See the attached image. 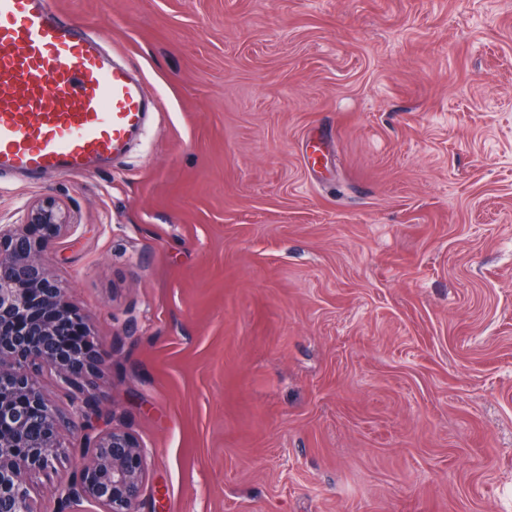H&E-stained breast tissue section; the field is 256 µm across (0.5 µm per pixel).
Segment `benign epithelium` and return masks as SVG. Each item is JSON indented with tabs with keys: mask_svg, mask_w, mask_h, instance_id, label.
Returning <instances> with one entry per match:
<instances>
[{
	"mask_svg": "<svg viewBox=\"0 0 512 512\" xmlns=\"http://www.w3.org/2000/svg\"><path fill=\"white\" fill-rule=\"evenodd\" d=\"M40 224L59 234L70 214L53 197L30 201L22 224L0 225V512H37L33 477L55 467L65 437L83 433V463L57 488L59 509L90 501L100 512H140L148 456L130 432L93 418L77 395L63 415L46 397L38 370L47 368L77 389L107 367L94 348L64 339L70 326L86 327L69 301V286L51 274L49 240Z\"/></svg>",
	"mask_w": 512,
	"mask_h": 512,
	"instance_id": "benign-epithelium-1",
	"label": "benign epithelium"
}]
</instances>
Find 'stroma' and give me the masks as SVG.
<instances>
[{
  "mask_svg": "<svg viewBox=\"0 0 512 512\" xmlns=\"http://www.w3.org/2000/svg\"><path fill=\"white\" fill-rule=\"evenodd\" d=\"M154 97L51 196L141 512H512V0H53ZM79 434L34 484L41 512Z\"/></svg>",
  "mask_w": 512,
  "mask_h": 512,
  "instance_id": "obj_1",
  "label": "stroma"
}]
</instances>
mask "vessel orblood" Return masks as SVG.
<instances>
[{
	"mask_svg": "<svg viewBox=\"0 0 512 512\" xmlns=\"http://www.w3.org/2000/svg\"><path fill=\"white\" fill-rule=\"evenodd\" d=\"M103 43L52 0H0V172L85 173L143 130L145 86Z\"/></svg>",
	"mask_w": 512,
	"mask_h": 512,
	"instance_id": "1",
	"label": "vessel or blood"
}]
</instances>
